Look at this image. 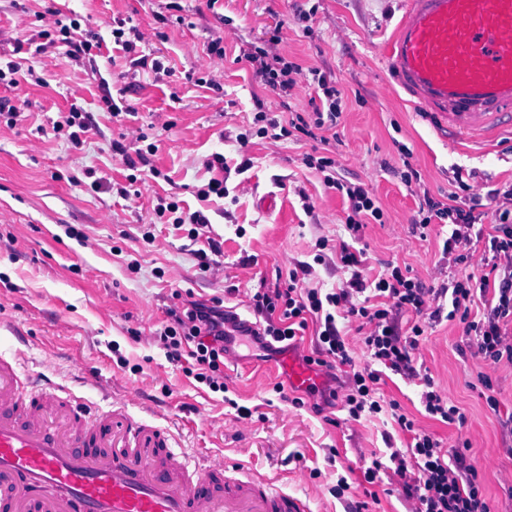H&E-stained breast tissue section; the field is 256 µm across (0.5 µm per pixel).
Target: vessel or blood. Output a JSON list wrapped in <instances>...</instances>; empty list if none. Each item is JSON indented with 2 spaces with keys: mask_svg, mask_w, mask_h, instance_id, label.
<instances>
[{
  "mask_svg": "<svg viewBox=\"0 0 512 512\" xmlns=\"http://www.w3.org/2000/svg\"><path fill=\"white\" fill-rule=\"evenodd\" d=\"M386 56L449 139L512 129V0H407ZM275 366L302 391L324 383L301 350ZM28 373L24 360L0 359V512H307L261 473L229 475L216 455L199 465L168 430L122 406L93 412L57 388H28Z\"/></svg>",
  "mask_w": 512,
  "mask_h": 512,
  "instance_id": "1",
  "label": "vessel or blood"
}]
</instances>
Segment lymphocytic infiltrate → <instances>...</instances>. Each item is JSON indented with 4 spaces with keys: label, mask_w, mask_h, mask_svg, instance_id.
Segmentation results:
<instances>
[{
    "label": "lymphocytic infiltrate",
    "mask_w": 512,
    "mask_h": 512,
    "mask_svg": "<svg viewBox=\"0 0 512 512\" xmlns=\"http://www.w3.org/2000/svg\"><path fill=\"white\" fill-rule=\"evenodd\" d=\"M36 36L43 46L66 47L77 64L96 67L102 41L91 42L82 36V24L59 8L35 12ZM279 37H272L268 47L241 49L239 61L252 66L263 84L280 97H288L300 82H308L314 94L309 114L292 113L281 122L269 113L258 112V137L276 138L298 134L321 144H328V134L335 130L345 102L332 73L318 68H304L277 52ZM128 170L121 196H129L139 181V167L149 166L157 146L143 130L131 133L129 144H115ZM303 164L322 176L325 187L348 200L345 229L349 241L339 244V262L348 280L338 288L314 285V269L305 261L295 262L288 271L285 287L259 289L249 298L255 315L265 319L263 329L227 312L222 299L211 302L191 301L182 310H169V323L158 333L168 362L183 364L186 377L206 385L211 391L226 392L224 382V342L239 335L250 337L252 344L270 351L275 344L296 339L307 329L317 336L315 362L322 367L345 366L341 383L342 408L352 420L362 415L390 410L395 424L410 440L406 451H392L389 459L396 472L412 473L405 483L406 499L416 505V512H488L479 472L474 460L463 449L448 450L433 436L418 431L413 419L401 413L396 401H385L380 392L383 370L400 374L421 389L420 401L425 412L447 424H465L466 416L438 386L429 373L417 370L415 353L434 322L460 320L471 339V356L480 367L478 374L491 410H498L500 389L489 371L500 365L512 366V182L488 190H474L467 202L457 204L456 194L447 201L424 196L413 225L428 228L434 222H447L448 236L442 252L448 258L447 282L429 287L421 278L388 266L376 278L365 273V251L361 249L362 231L367 224L382 223L384 212L377 205L368 185L338 177L336 160L328 155L307 154ZM155 223L186 228L195 241L209 219L201 211H185L179 200L162 201L154 208ZM485 236L488 251L474 256L470 244L474 235ZM465 265V275L456 266ZM481 305L479 318H472L474 305ZM354 322L368 357L366 366L353 367L348 335L337 321Z\"/></svg>",
    "instance_id": "1"
}]
</instances>
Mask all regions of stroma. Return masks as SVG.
<instances>
[{
    "mask_svg": "<svg viewBox=\"0 0 512 512\" xmlns=\"http://www.w3.org/2000/svg\"><path fill=\"white\" fill-rule=\"evenodd\" d=\"M178 2L180 24L159 21L165 0H65L102 38L121 21L164 34L150 47L164 71L133 70L119 57L99 60L95 76L76 66L65 48L35 53L29 20L40 0H0V60L34 68L43 79L0 86V97L21 110L16 127L0 126V358L26 353L40 384L68 388L91 407L137 390L148 421L169 428L181 448L274 471L282 487L306 500L309 512H346L355 501L368 502L369 512H406L405 478L387 462L391 448L404 447L408 437L389 414L354 421L340 408L323 406L320 393L298 395L288 388L287 374L271 371L274 355L255 346L237 347L244 368L225 376L228 393L210 392L165 359L154 333L166 324L178 289L201 301L221 298L226 310L252 319L249 295L284 285L290 262L312 261L318 239L347 236V200L302 163L314 142L254 134L257 107L278 115L288 107L306 112L312 89L300 85L282 100L237 62L241 45L261 47L277 34L291 60L335 74L346 102L329 145L338 175L366 182L386 218L363 230L375 274L393 263L433 286L448 277L446 230L434 224L426 235L412 232L419 198L399 170L411 165L416 187L442 201L456 168L467 184L490 190L512 180V135L487 146L449 144L441 121L411 103L390 78L384 53L406 0H218L212 8L207 0ZM219 32L226 63L218 91L196 86L187 74L204 64L206 44ZM103 78L111 92L123 94L126 111L119 117L102 109ZM74 104L96 121L78 148L52 131ZM127 127L147 129L158 146L151 162L162 176L142 187L141 197L126 200L112 189L127 173L112 145ZM246 131L252 138L243 146L237 137ZM215 153L228 164V195L201 202L196 190L210 179L204 162ZM246 159L250 168L240 170ZM97 177L108 186L94 192ZM172 193L210 219L211 235L222 243L220 267L202 272L195 251L206 241L191 242L170 226L157 225L155 241L143 240L158 197ZM307 203L312 213H305ZM159 268L164 277H156ZM419 354L462 408L465 426L430 417L417 388L401 376L386 377L385 399L397 401L445 448L469 441L489 512H512L502 483L512 473V440L502 437L497 423L499 414L512 412V371L491 373L501 389L494 411L483 397L462 323H434ZM241 406L250 418H239ZM205 412L223 420V431L206 428ZM375 459L383 468L369 483L364 472ZM341 477L350 489L339 499L331 489Z\"/></svg>",
    "mask_w": 512,
    "mask_h": 512,
    "instance_id": "stroma-1",
    "label": "stroma"
}]
</instances>
